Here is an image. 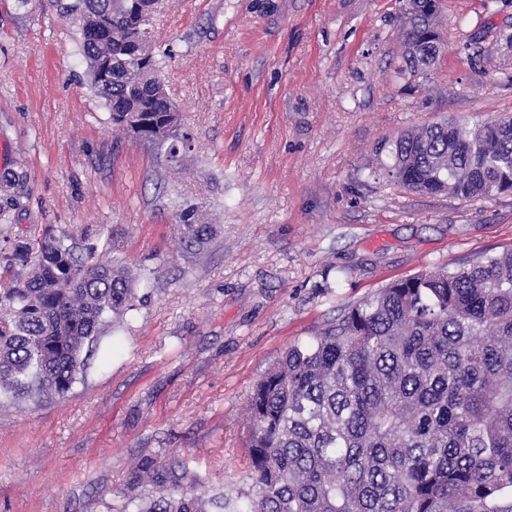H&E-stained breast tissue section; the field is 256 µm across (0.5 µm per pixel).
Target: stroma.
<instances>
[{"label": "stroma", "mask_w": 512, "mask_h": 512, "mask_svg": "<svg viewBox=\"0 0 512 512\" xmlns=\"http://www.w3.org/2000/svg\"><path fill=\"white\" fill-rule=\"evenodd\" d=\"M405 0H163L152 54L191 149L112 126L77 21L0 0V278L68 236L139 298L61 401L0 407V512H110L145 458L248 490L254 384L344 308L426 266L512 246V194L391 183L379 147L512 114V0H443L442 55L398 74ZM214 228L187 247L179 214Z\"/></svg>", "instance_id": "obj_1"}]
</instances>
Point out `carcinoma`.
<instances>
[{
	"label": "carcinoma",
	"instance_id": "cac0c4a2",
	"mask_svg": "<svg viewBox=\"0 0 512 512\" xmlns=\"http://www.w3.org/2000/svg\"><path fill=\"white\" fill-rule=\"evenodd\" d=\"M87 28L104 18L106 46L82 41L89 69L112 55V83L95 88L113 125L140 111V138L174 161L170 98L140 78L133 41L151 46L153 12L126 0L60 5ZM439 0H408L400 72L431 70L444 37ZM385 176L411 191L465 199L512 193V115L469 126L424 125L391 144ZM186 241L212 226L179 215ZM27 274L0 288V398L62 399L82 373L84 346L134 310L131 270L81 262L65 239L23 246ZM249 492L197 491L182 458L141 461L113 512H512V249L459 267L393 280L288 348L252 389ZM149 485L152 491L140 488Z\"/></svg>",
	"mask_w": 512,
	"mask_h": 512
}]
</instances>
